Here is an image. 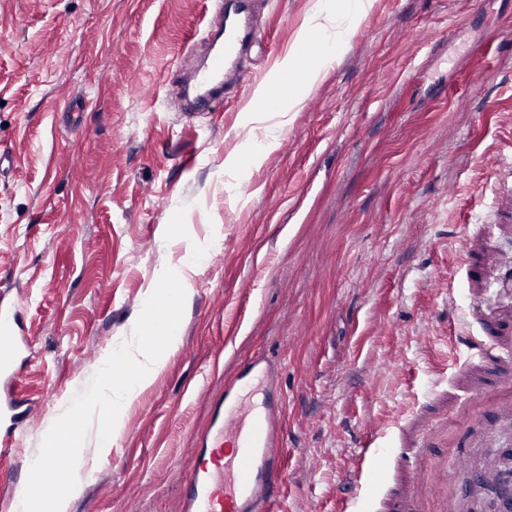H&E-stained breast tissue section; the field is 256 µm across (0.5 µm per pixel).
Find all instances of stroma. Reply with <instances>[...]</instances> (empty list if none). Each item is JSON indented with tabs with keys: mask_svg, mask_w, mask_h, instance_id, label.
Here are the masks:
<instances>
[{
	"mask_svg": "<svg viewBox=\"0 0 512 512\" xmlns=\"http://www.w3.org/2000/svg\"><path fill=\"white\" fill-rule=\"evenodd\" d=\"M205 2L0 0V284L29 340L16 386L39 413L10 485L92 379L87 352L111 356L182 262L178 347L71 512H173L210 400L258 352L286 403L284 512H340L368 420L395 429L450 390L472 299L512 313V278L475 276L512 270V0H374L257 160L278 117L248 114L298 83L280 64L315 0H258L247 81L189 121L167 87L194 62ZM448 446L467 458L462 493L512 455V429L476 408Z\"/></svg>",
	"mask_w": 512,
	"mask_h": 512,
	"instance_id": "1",
	"label": "stroma"
}]
</instances>
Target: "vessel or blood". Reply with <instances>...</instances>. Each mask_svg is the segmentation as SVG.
I'll list each match as a JSON object with an SVG mask.
<instances>
[{
	"label": "vessel or blood",
	"instance_id": "b4317fda",
	"mask_svg": "<svg viewBox=\"0 0 512 512\" xmlns=\"http://www.w3.org/2000/svg\"><path fill=\"white\" fill-rule=\"evenodd\" d=\"M254 2L236 0L231 6L226 0H217L212 14L222 27L210 36L212 47L195 77L188 112L216 107L223 99L225 78L240 73L256 35ZM156 311L157 319L149 320L146 329L151 341L161 340L164 321L175 317L178 308L171 299L159 304ZM18 316L17 308L0 304V378L9 385L15 381L22 352L16 334ZM461 342L470 360L486 366L512 358V340L493 343L484 336H465ZM257 380L264 385L259 410L247 423L229 426V416L240 408L242 391ZM482 393V387H465L452 404L431 405L420 424L399 428L392 436L374 430L355 460L357 493L349 512H361L366 502L377 498L379 484L374 471L388 459L406 472L404 493L410 501H418L424 494L439 504L441 512H449L448 473L457 468L459 457L435 452L434 438L447 428L455 405ZM284 411L277 367L262 355L244 359L223 394L212 402L209 427L193 448L192 463L181 478L175 512H274L282 498L288 453ZM63 459L62 449H50L42 466L29 472L31 487L43 494L52 491L64 475Z\"/></svg>",
	"mask_w": 512,
	"mask_h": 512
}]
</instances>
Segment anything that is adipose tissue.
<instances>
[{"label": "adipose tissue", "mask_w": 512, "mask_h": 512, "mask_svg": "<svg viewBox=\"0 0 512 512\" xmlns=\"http://www.w3.org/2000/svg\"><path fill=\"white\" fill-rule=\"evenodd\" d=\"M370 0H346L345 11H338L335 0H318L310 12L305 28L298 38V52L288 58L289 69H301L299 86L289 89L281 110L298 111L307 95L317 86L323 74L332 68L345 50L359 19L367 12ZM322 38L323 51L320 57L307 67H299L300 54L306 53L311 34ZM129 335L116 337L112 345L111 358L103 359L95 377L84 383L78 392L58 411V423L48 438L49 443L69 442L68 458L70 469L61 484L57 497L51 503H43L30 487L20 488L15 497V512H70L80 497L85 478L92 474L86 457L87 441L73 437L74 428L83 426L86 417L102 413L107 424L96 437L98 454L104 455L116 430L134 401L150 387L166 366L169 355L177 341L173 334H166L162 343H145L142 339V324L133 320ZM122 358L135 370L132 380L117 381L112 374V358Z\"/></svg>", "instance_id": "ef3b65f1"}]
</instances>
